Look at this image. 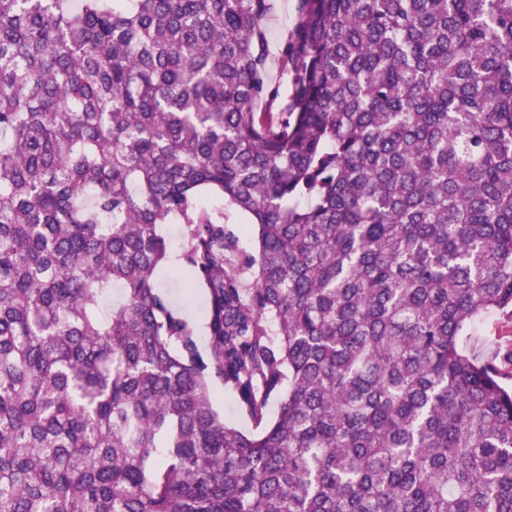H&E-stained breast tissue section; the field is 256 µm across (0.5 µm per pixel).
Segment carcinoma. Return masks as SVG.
Masks as SVG:
<instances>
[{"mask_svg": "<svg viewBox=\"0 0 512 512\" xmlns=\"http://www.w3.org/2000/svg\"><path fill=\"white\" fill-rule=\"evenodd\" d=\"M271 9L0 0V512H512V0ZM296 6L297 0H273V9L265 22L270 58L269 83L279 93L276 104H282L288 98L290 77L282 70L280 52L295 23ZM228 217L225 219V231L237 239L239 254H254L256 251L257 234L255 228L240 214L225 211ZM160 234L166 237L170 247V262L172 264L180 263V255L182 253L185 239L180 234V224H160L158 225ZM157 283L167 293L173 307L196 325L199 350L206 358L209 352V336L206 335L205 329L209 307L208 288L198 282L193 288H185L183 282L168 269L158 274ZM482 336H485L490 348H498L502 352L512 349V318L495 316L483 326ZM211 391L214 399V406L223 416L224 422L243 431L254 430L253 422L241 406L238 395L218 378H211Z\"/></svg>", "mask_w": 512, "mask_h": 512, "instance_id": "1", "label": "carcinoma"}]
</instances>
